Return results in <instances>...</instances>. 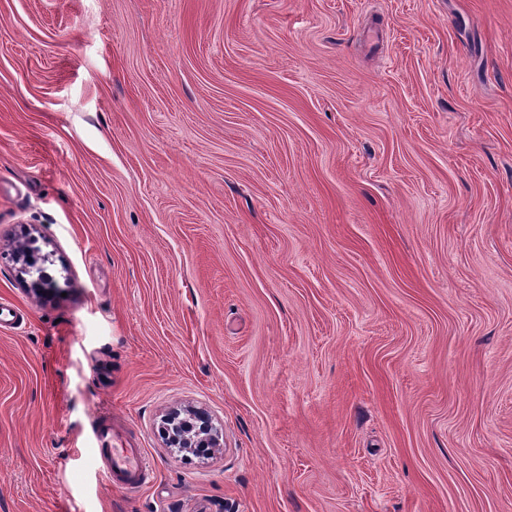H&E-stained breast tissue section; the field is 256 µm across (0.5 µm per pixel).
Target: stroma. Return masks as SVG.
<instances>
[{
    "label": "stroma",
    "mask_w": 512,
    "mask_h": 512,
    "mask_svg": "<svg viewBox=\"0 0 512 512\" xmlns=\"http://www.w3.org/2000/svg\"><path fill=\"white\" fill-rule=\"evenodd\" d=\"M1 305L0 512H512V0H0ZM177 415L169 417L172 425V434L168 432L169 447L175 448H211L218 442L221 430L212 425L211 421L202 414H198L199 424H190L188 431L176 433L182 421H176ZM94 436L100 445L103 475L112 488L128 490L147 484L150 470L143 448L124 444L109 428H98Z\"/></svg>",
    "instance_id": "35a3bbf8"
}]
</instances>
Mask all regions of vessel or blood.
I'll list each match as a JSON object with an SVG mask.
<instances>
[{
  "label": "vessel or blood",
  "mask_w": 512,
  "mask_h": 512,
  "mask_svg": "<svg viewBox=\"0 0 512 512\" xmlns=\"http://www.w3.org/2000/svg\"><path fill=\"white\" fill-rule=\"evenodd\" d=\"M99 442L103 475L112 488L128 490L147 484L150 471L141 448L118 440L110 429L95 432Z\"/></svg>",
  "instance_id": "1"
}]
</instances>
